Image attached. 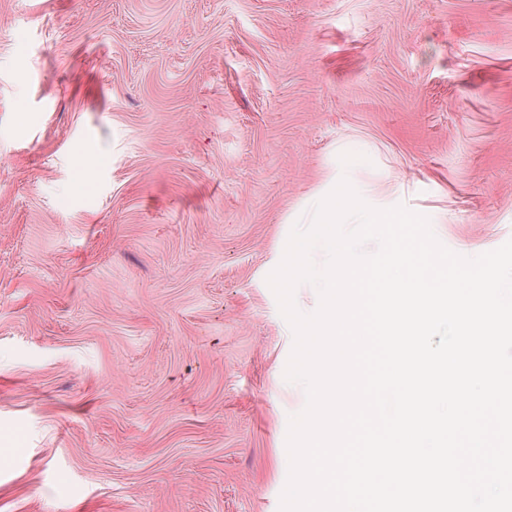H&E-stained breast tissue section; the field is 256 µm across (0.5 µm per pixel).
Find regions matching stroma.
Wrapping results in <instances>:
<instances>
[{"label": "stroma", "mask_w": 512, "mask_h": 512, "mask_svg": "<svg viewBox=\"0 0 512 512\" xmlns=\"http://www.w3.org/2000/svg\"><path fill=\"white\" fill-rule=\"evenodd\" d=\"M351 142L511 240L512 0H0V512H279L267 278Z\"/></svg>", "instance_id": "stroma-1"}]
</instances>
